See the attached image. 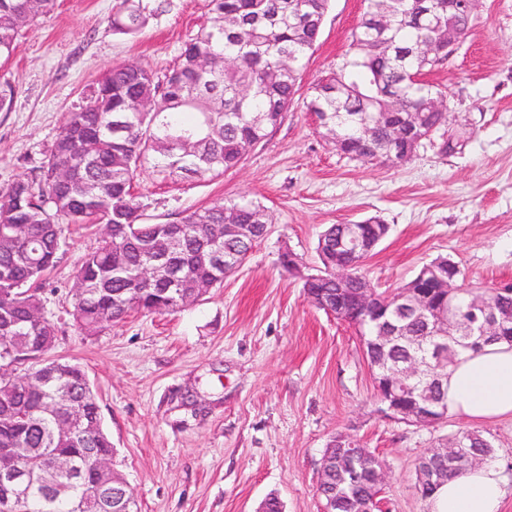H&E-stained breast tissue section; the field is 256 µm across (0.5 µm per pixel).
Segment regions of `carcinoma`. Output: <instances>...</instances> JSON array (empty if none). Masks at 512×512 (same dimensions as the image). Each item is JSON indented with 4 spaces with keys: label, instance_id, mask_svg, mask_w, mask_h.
Segmentation results:
<instances>
[{
    "label": "carcinoma",
    "instance_id": "1",
    "mask_svg": "<svg viewBox=\"0 0 512 512\" xmlns=\"http://www.w3.org/2000/svg\"><path fill=\"white\" fill-rule=\"evenodd\" d=\"M361 22L352 33L341 68L312 86L308 108L320 124H340L347 141L345 155L370 162L358 143V126L370 112H420L426 137L443 132L441 151H455L459 140H448V113L434 100L442 92L412 73H425L448 59V28L466 38L473 15H448V0H431L430 14L414 0H364ZM55 0H0V59H9L20 33L31 29L51 10ZM330 0H210L209 25L185 44L179 62L165 80L145 67L128 63L107 71L68 113L50 154L31 179L14 182L0 193V321L11 319L10 334L0 333V362L19 353L50 351L56 326L27 311L41 312L38 283L53 267L52 248L60 224H117L120 235L101 237L81 260L75 285L83 293L74 305V319L85 336H96L131 311L167 313L180 308L179 299L202 281L224 283V268L212 253L242 254L255 245L224 237L225 222L266 224L265 208L253 201H217L182 217V246L167 261L200 273L175 283L139 278L155 266L151 241L164 231L161 224L141 221L134 187L143 166L163 179L219 176L235 167L246 152L277 126L298 92L297 70L319 43ZM140 0H119L112 30L134 34L145 25ZM462 272L454 261L438 257L424 264L404 284L422 288L428 305L439 303L432 278L425 271ZM484 341L448 342L447 363ZM46 378L40 390L23 382L0 385V448H10L16 462L47 475L61 449L74 455L73 466L59 476L69 489L49 494L37 480L21 503L9 512H110L111 504L86 485L82 472L97 456L112 450L97 401L78 364L63 365ZM466 452L493 458L491 442L475 431L455 434ZM349 502L364 491L359 476L341 467L324 492Z\"/></svg>",
    "mask_w": 512,
    "mask_h": 512
}]
</instances>
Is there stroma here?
Wrapping results in <instances>:
<instances>
[{
	"label": "stroma",
	"instance_id": "stroma-1",
	"mask_svg": "<svg viewBox=\"0 0 512 512\" xmlns=\"http://www.w3.org/2000/svg\"><path fill=\"white\" fill-rule=\"evenodd\" d=\"M115 4L56 0L0 60V85L12 88L0 111V192L34 175L68 112L107 70L137 63L164 76L210 20L209 0H142V30L118 34ZM364 11L363 0H331L293 105L235 168L178 181L141 174L147 223L175 224L222 200L266 208L267 235L223 287L177 311L133 312L82 335L73 276L100 235L61 227L57 262L39 291L57 329L47 357L86 371L138 512H259L272 495L283 512H322L320 460L339 433L384 459L387 512H428L414 488L417 463L461 429H478L512 474V418L476 425L450 416L420 428L382 417L354 328L303 288L322 268L321 232L371 217L389 226L365 262L379 290L440 256L469 286L512 283V0H479L462 47L426 76L447 95L449 132L469 139L448 154L423 141L397 165L337 152L306 107L312 84L341 66ZM287 253L298 269L285 266Z\"/></svg>",
	"mask_w": 512,
	"mask_h": 512
}]
</instances>
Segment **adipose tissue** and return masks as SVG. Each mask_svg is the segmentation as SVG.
Segmentation results:
<instances>
[{"mask_svg": "<svg viewBox=\"0 0 512 512\" xmlns=\"http://www.w3.org/2000/svg\"><path fill=\"white\" fill-rule=\"evenodd\" d=\"M449 414L471 421L512 418V344L493 342L462 353L443 384ZM512 479L487 462L449 479L429 500V512H501Z\"/></svg>", "mask_w": 512, "mask_h": 512, "instance_id": "1", "label": "adipose tissue"}]
</instances>
